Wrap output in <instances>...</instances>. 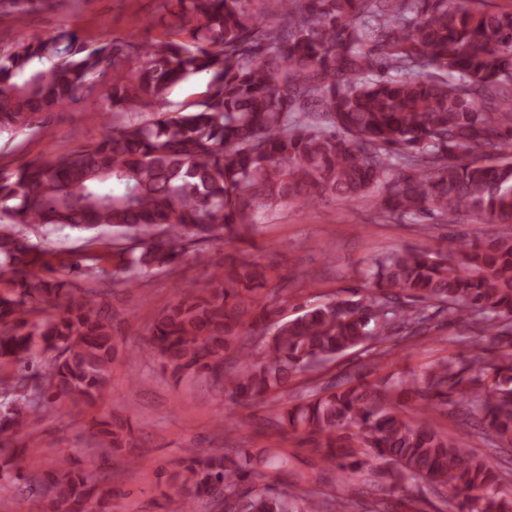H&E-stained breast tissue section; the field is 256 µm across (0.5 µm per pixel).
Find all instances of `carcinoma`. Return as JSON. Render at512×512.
<instances>
[{
  "label": "carcinoma",
  "instance_id": "cac0c4a2",
  "mask_svg": "<svg viewBox=\"0 0 512 512\" xmlns=\"http://www.w3.org/2000/svg\"><path fill=\"white\" fill-rule=\"evenodd\" d=\"M46 0H0L21 19ZM163 37L139 46L76 34L38 35L0 53V132H44L45 116L96 96L110 114L101 138L53 159L0 170V360L19 366L4 390L0 454L9 479L48 512H112V462L133 465L137 440L121 420H92L98 452L88 468L65 461L26 469L19 435L56 402L93 404L115 357L114 292L150 273L173 272L186 242L239 244L204 288L155 318L150 342L174 377L209 378L231 397L261 401L304 370L362 346L381 358L401 332L425 335L441 306L453 323L480 316L499 362L441 360L418 385L391 376L311 389L280 411L279 426L315 441L322 463L346 482L371 460L428 482L457 512H512L509 471L462 447L431 422L453 400L475 409L512 447V7L485 0H277L266 23L250 0H164ZM208 78L203 101L160 112L175 85ZM503 161L486 163L484 155ZM332 198L376 201L385 217L469 212L499 225L489 240L448 250L406 248L375 263V291L359 301L300 307L288 318L257 300L268 268L240 248L256 216ZM105 230L121 243L74 259L26 229ZM264 339L256 361L249 339ZM237 347L240 368L224 370ZM41 351L55 355L37 362ZM414 397V417L400 408ZM175 475L182 501L224 512H350L324 489L272 488L288 457L269 448H185ZM422 512L416 499L361 505L363 512Z\"/></svg>",
  "mask_w": 512,
  "mask_h": 512
}]
</instances>
